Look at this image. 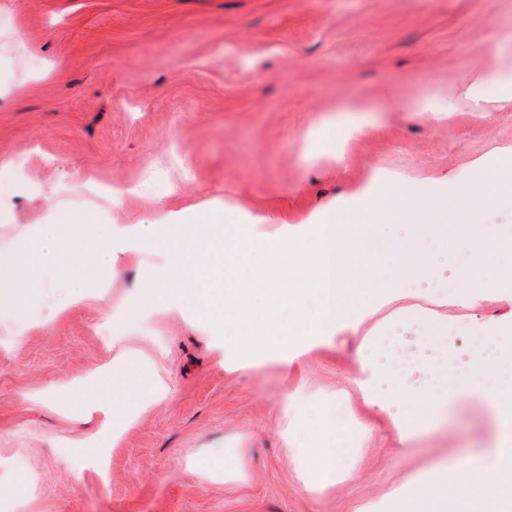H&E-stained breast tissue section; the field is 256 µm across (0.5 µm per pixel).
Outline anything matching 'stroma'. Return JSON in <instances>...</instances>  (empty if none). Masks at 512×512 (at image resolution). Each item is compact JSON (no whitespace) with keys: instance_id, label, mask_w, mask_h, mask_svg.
Here are the masks:
<instances>
[{"instance_id":"1","label":"stroma","mask_w":512,"mask_h":512,"mask_svg":"<svg viewBox=\"0 0 512 512\" xmlns=\"http://www.w3.org/2000/svg\"><path fill=\"white\" fill-rule=\"evenodd\" d=\"M0 22L21 25L0 53V160L22 159L20 190L0 216V249L18 224L61 212L100 224H156L189 206L247 223L277 212L299 223L357 190L373 172L410 183L454 176L512 146V112L463 108L445 122L417 117V101L494 69L512 51V0H0ZM360 123L343 160L318 149L321 126ZM152 175L137 206L73 190ZM433 278L411 280L415 302L460 287L467 246L434 253ZM144 258L130 256L106 302L71 307L42 330L11 332L0 308V480L24 476L22 497L0 512H357L385 500L410 474L459 466L492 451L495 422L477 398L458 400L402 445L387 415L367 409L353 381L363 350L341 336L310 352L312 399L282 438L280 402L291 387L276 359L249 370L224 361V337L203 320L155 316L109 330L134 296ZM166 353L154 365L171 398L141 413L112 447L110 476L87 461L94 426L48 409L47 383L109 395L112 360L136 348ZM348 392L347 419L373 438L354 477L309 489L296 456L325 398Z\"/></svg>"}]
</instances>
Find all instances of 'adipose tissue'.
Here are the masks:
<instances>
[{
  "instance_id": "adipose-tissue-1",
  "label": "adipose tissue",
  "mask_w": 512,
  "mask_h": 512,
  "mask_svg": "<svg viewBox=\"0 0 512 512\" xmlns=\"http://www.w3.org/2000/svg\"><path fill=\"white\" fill-rule=\"evenodd\" d=\"M471 100L478 111H512V68L481 70L464 87L449 88L442 102L431 109V120L442 122L456 111L460 100ZM465 185L463 204L487 208L512 197V150L465 167L458 178H432L401 183L383 175L371 176L348 198L310 213L291 224L269 215L251 217L246 231L224 227L218 214L178 210L157 224H95L81 215L53 219L19 229L13 237L14 252L0 255V288L7 289L10 305L29 302L31 273L45 271L44 285L62 288L68 299L51 307L47 320H55L66 305L86 298L106 299L109 286L104 275L117 272L121 258L150 256L138 283L140 301L127 306L124 318L136 323L157 312L181 318L203 314L222 328L225 345L240 354L235 367L249 369L255 354L277 351L285 370L298 366L313 348L358 326H365L364 342L376 346L387 326L415 319L424 329V341L435 345L448 340V311L457 309L466 323L471 344L479 354L466 369H448L430 363L431 384L407 390L391 358L374 363L363 360L356 384L363 402L389 412L390 397L407 401L405 416L394 418L401 444L413 438L412 428L444 406L449 397L481 395L496 418V446L490 457L479 458L454 472L438 470L418 483L414 492L396 493L388 512H512V325L487 334L480 322L489 296L512 302V273L490 275L485 265L473 262L456 292L435 293L430 307L407 303L398 284L431 273L428 257L414 239L396 241L389 268L390 283L369 285L373 255L364 244L368 224H424L439 242H447L448 226L456 216L445 203ZM66 274L54 278V271ZM320 301L308 313V293ZM292 306L305 335L295 338L277 315L279 307ZM390 397H383L381 384ZM171 383L155 379L150 367L135 358H122L112 366V398L75 397L46 385L44 401L53 408L81 402L98 433L110 440L135 423V411H146L167 400ZM372 437L371 426L354 421L348 432H339L336 419L324 415L309 452L296 461L300 475L318 482L335 483L348 476V445L364 447Z\"/></svg>"
}]
</instances>
